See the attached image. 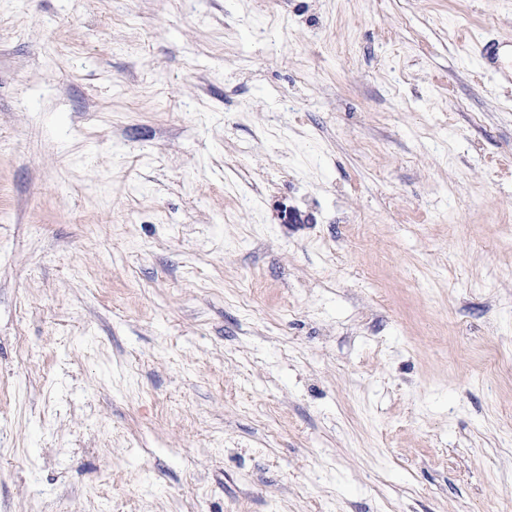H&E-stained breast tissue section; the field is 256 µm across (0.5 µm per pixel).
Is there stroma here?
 I'll return each instance as SVG.
<instances>
[{
  "instance_id": "obj_1",
  "label": "stroma",
  "mask_w": 512,
  "mask_h": 512,
  "mask_svg": "<svg viewBox=\"0 0 512 512\" xmlns=\"http://www.w3.org/2000/svg\"><path fill=\"white\" fill-rule=\"evenodd\" d=\"M512 0H0V512H512Z\"/></svg>"
}]
</instances>
